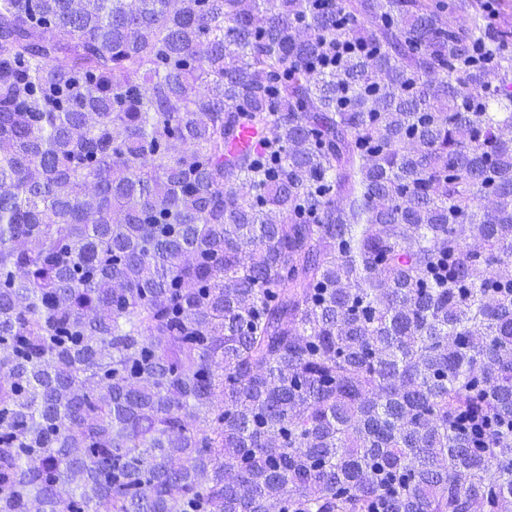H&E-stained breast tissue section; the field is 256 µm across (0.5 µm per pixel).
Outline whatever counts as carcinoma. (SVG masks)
<instances>
[{
	"instance_id": "1",
	"label": "carcinoma",
	"mask_w": 512,
	"mask_h": 512,
	"mask_svg": "<svg viewBox=\"0 0 512 512\" xmlns=\"http://www.w3.org/2000/svg\"><path fill=\"white\" fill-rule=\"evenodd\" d=\"M506 43L0 0V512H512Z\"/></svg>"
}]
</instances>
